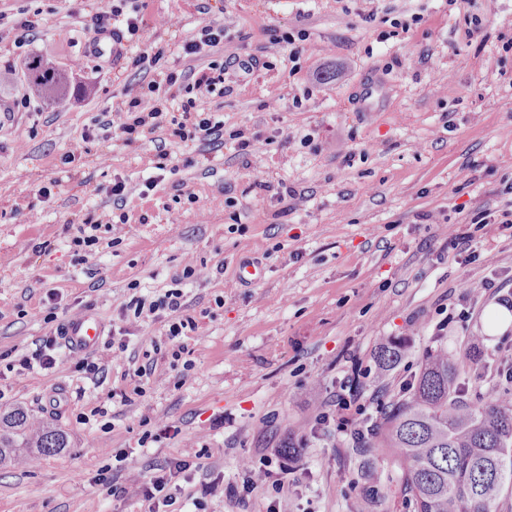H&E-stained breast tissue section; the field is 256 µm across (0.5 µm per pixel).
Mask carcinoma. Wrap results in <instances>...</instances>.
Wrapping results in <instances>:
<instances>
[{
  "label": "carcinoma",
  "mask_w": 512,
  "mask_h": 512,
  "mask_svg": "<svg viewBox=\"0 0 512 512\" xmlns=\"http://www.w3.org/2000/svg\"><path fill=\"white\" fill-rule=\"evenodd\" d=\"M43 73L28 81L37 99L66 96V79L39 58ZM405 340L381 343L376 359L388 371L400 362ZM460 357L438 344L427 350L410 395L392 404L371 432L395 458L401 488L415 512H496L512 485V398L497 392L471 395L460 386ZM68 447L59 428L23 408L0 417V462L17 448L51 454Z\"/></svg>",
  "instance_id": "carcinoma-1"
}]
</instances>
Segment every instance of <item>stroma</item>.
<instances>
[{
  "label": "stroma",
  "instance_id": "35a3bbf8",
  "mask_svg": "<svg viewBox=\"0 0 512 512\" xmlns=\"http://www.w3.org/2000/svg\"><path fill=\"white\" fill-rule=\"evenodd\" d=\"M115 7L138 9V34L117 59L88 53ZM208 24L223 41L185 54ZM510 39L512 0H0V414L27 409L69 440L0 465V512H150L121 488L182 462L177 512H414L387 450L337 430L336 398L358 370L352 405L381 421L427 349L466 357L474 336L481 360L461 380L512 394V328L484 331L512 284L438 328L467 283L512 277V229L472 261L442 233H469L458 206L499 202L512 176ZM34 57L67 75L63 101L29 95ZM214 62L226 93L193 115L223 121L221 139L102 128L126 84ZM240 130L261 148L241 151ZM285 186L305 196L295 210ZM89 217L98 242L75 246ZM252 264L262 277L238 281ZM174 288L197 324L184 359L175 313L127 308ZM77 312L113 339L89 354L103 372L63 349L54 369L19 374ZM392 337L407 351L382 372L374 350ZM267 456L271 482L246 488Z\"/></svg>",
  "mask_w": 512,
  "mask_h": 512
}]
</instances>
